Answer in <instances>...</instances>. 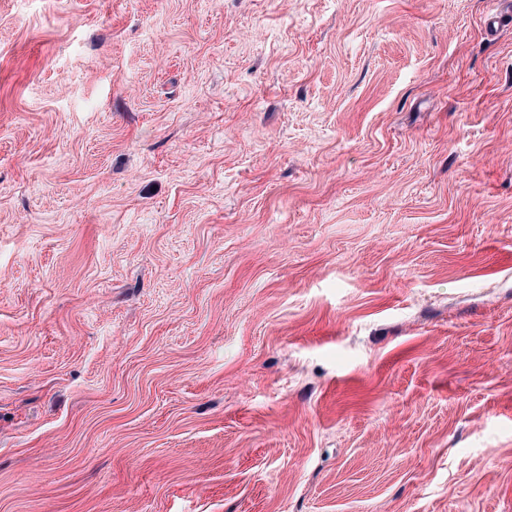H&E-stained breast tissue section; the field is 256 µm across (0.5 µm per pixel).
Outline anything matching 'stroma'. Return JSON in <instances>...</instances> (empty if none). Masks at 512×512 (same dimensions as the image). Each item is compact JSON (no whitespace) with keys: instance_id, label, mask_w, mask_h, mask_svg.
<instances>
[{"instance_id":"1","label":"stroma","mask_w":512,"mask_h":512,"mask_svg":"<svg viewBox=\"0 0 512 512\" xmlns=\"http://www.w3.org/2000/svg\"><path fill=\"white\" fill-rule=\"evenodd\" d=\"M503 0H0V512H512Z\"/></svg>"}]
</instances>
